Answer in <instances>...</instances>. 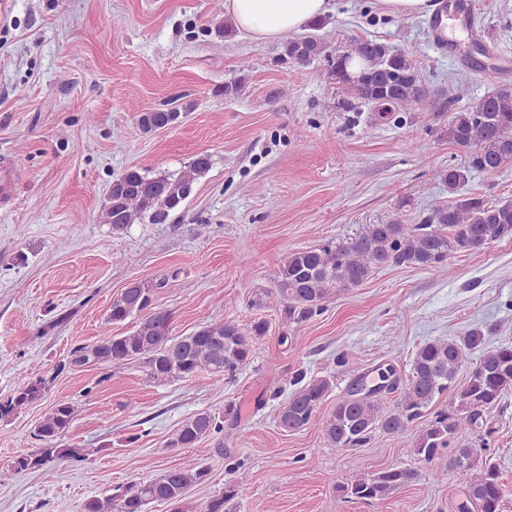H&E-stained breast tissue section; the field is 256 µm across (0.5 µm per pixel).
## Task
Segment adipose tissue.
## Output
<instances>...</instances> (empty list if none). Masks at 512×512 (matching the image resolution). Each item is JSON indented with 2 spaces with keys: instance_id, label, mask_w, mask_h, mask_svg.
I'll list each match as a JSON object with an SVG mask.
<instances>
[{
  "instance_id": "1",
  "label": "adipose tissue",
  "mask_w": 512,
  "mask_h": 512,
  "mask_svg": "<svg viewBox=\"0 0 512 512\" xmlns=\"http://www.w3.org/2000/svg\"><path fill=\"white\" fill-rule=\"evenodd\" d=\"M224 9L238 29L267 41L326 14L329 0H224Z\"/></svg>"
}]
</instances>
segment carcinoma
I'll use <instances>...</instances> for the list:
<instances>
[{"label":"carcinoma","instance_id":"obj_1","mask_svg":"<svg viewBox=\"0 0 512 512\" xmlns=\"http://www.w3.org/2000/svg\"><path fill=\"white\" fill-rule=\"evenodd\" d=\"M324 18L310 22L312 33L289 36L280 62L305 65L327 62L326 80L341 93L337 106L357 111L360 103L392 106L399 111L427 109L439 112L443 102L424 89L421 74L408 53L377 40H360L345 49H330L317 31ZM363 65L353 72L352 61ZM181 118L176 109L146 105L139 116L145 132L169 127ZM445 134L466 151V160L450 165L439 177L448 187V202L433 208L416 224L394 220L369 224L357 236L328 240L293 251L282 261L269 305L281 311L284 327L297 329L325 310V302L340 290L362 285L380 268L416 266L446 274L455 253L475 252L486 245L512 238V201L488 203L479 196H462L461 186L475 173H494L512 164V85L493 92L452 113ZM211 166L199 155L177 174L129 170L112 181L105 222L118 229L133 224H165L184 206L198 176ZM166 286L133 281L112 298L108 320L120 324L133 317V329L118 336L82 345L72 353L76 365H104L118 373L138 362L157 383L193 378L207 373L216 378L213 390L224 391V380L233 379L253 360L255 341L266 334L267 324L254 321L243 329L234 322L215 321L187 336L172 335V313L153 304V291ZM478 358H472L474 352ZM294 390L278 408L277 426L284 432L305 428L333 391L334 380L307 378L299 369L292 376ZM45 392L42 379L17 377L14 393L0 402V419L38 400ZM512 393V346H489L479 329H470L456 340H434L415 351L408 377L382 376V383L366 388L357 377L336 399L323 421V437L333 448L362 447L376 431L392 435L413 433L411 452L418 460L445 471L453 467L472 472L467 498L475 512H501L504 497L501 474L485 454L495 429L486 414L502 405ZM394 395L387 400L384 395ZM451 398V403L444 399ZM75 406L56 403L39 422L36 436L43 447L18 458V470H34L48 477L58 463L80 454L78 448H61L58 439L71 427ZM236 418L233 406L225 415L198 412L186 419L165 443L183 462L147 482L118 487L110 495L92 496L83 512H144L152 502L188 512V489L207 480L210 470L188 451L224 430L226 418ZM404 467H385L369 477L336 486L343 499L384 501L415 479ZM242 495L235 482L213 496L200 512H225Z\"/></svg>","mask_w":512,"mask_h":512}]
</instances>
